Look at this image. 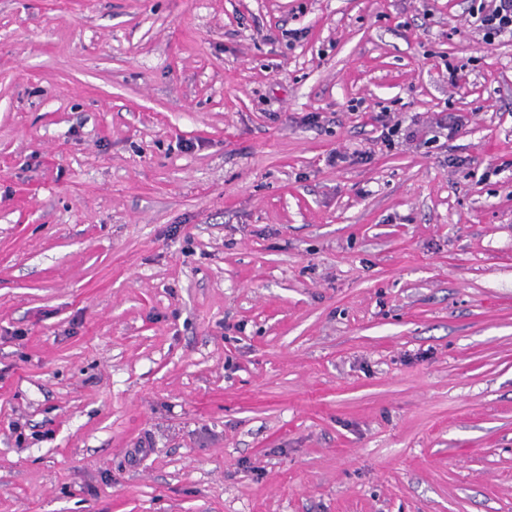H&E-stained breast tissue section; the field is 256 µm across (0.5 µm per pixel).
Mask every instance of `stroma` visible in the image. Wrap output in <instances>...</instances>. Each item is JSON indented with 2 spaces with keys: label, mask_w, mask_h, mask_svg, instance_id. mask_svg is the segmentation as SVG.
I'll return each mask as SVG.
<instances>
[{
  "label": "stroma",
  "mask_w": 512,
  "mask_h": 512,
  "mask_svg": "<svg viewBox=\"0 0 512 512\" xmlns=\"http://www.w3.org/2000/svg\"><path fill=\"white\" fill-rule=\"evenodd\" d=\"M470 5L0 0V512H512V37ZM388 113V110L383 107L375 116V120L381 127V133L378 137L382 139L383 143H386L387 146L395 145V138L396 141L402 138L406 142H414L418 140L416 130L412 129L409 125L403 127V123L400 120H396L391 124L386 119L387 116L390 117Z\"/></svg>",
  "instance_id": "35a3bbf8"
}]
</instances>
